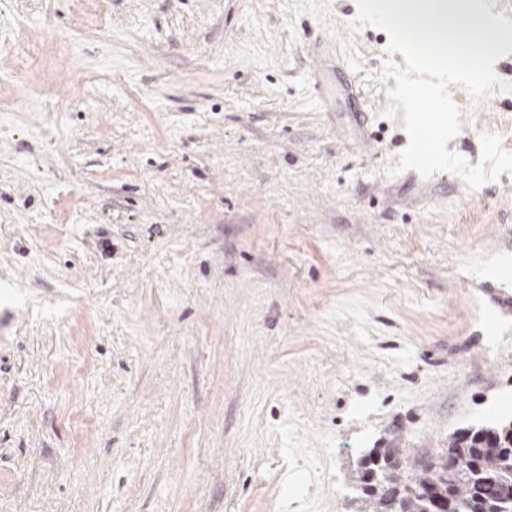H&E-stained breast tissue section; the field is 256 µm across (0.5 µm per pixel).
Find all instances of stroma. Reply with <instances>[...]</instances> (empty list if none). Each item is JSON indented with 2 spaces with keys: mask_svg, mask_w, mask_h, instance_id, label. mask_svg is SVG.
I'll list each match as a JSON object with an SVG mask.
<instances>
[{
  "mask_svg": "<svg viewBox=\"0 0 512 512\" xmlns=\"http://www.w3.org/2000/svg\"><path fill=\"white\" fill-rule=\"evenodd\" d=\"M356 16L0 0V512H357L370 449L512 417V174L386 175ZM449 91L448 150L512 151V94Z\"/></svg>",
  "mask_w": 512,
  "mask_h": 512,
  "instance_id": "35a3bbf8",
  "label": "stroma"
}]
</instances>
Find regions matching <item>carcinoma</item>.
<instances>
[{
	"label": "carcinoma",
	"instance_id": "1",
	"mask_svg": "<svg viewBox=\"0 0 512 512\" xmlns=\"http://www.w3.org/2000/svg\"><path fill=\"white\" fill-rule=\"evenodd\" d=\"M487 436L498 442L494 455L483 453ZM356 484L358 512H438L448 491L443 512H512V420L455 432L417 469L394 448H373L360 457Z\"/></svg>",
	"mask_w": 512,
	"mask_h": 512
}]
</instances>
